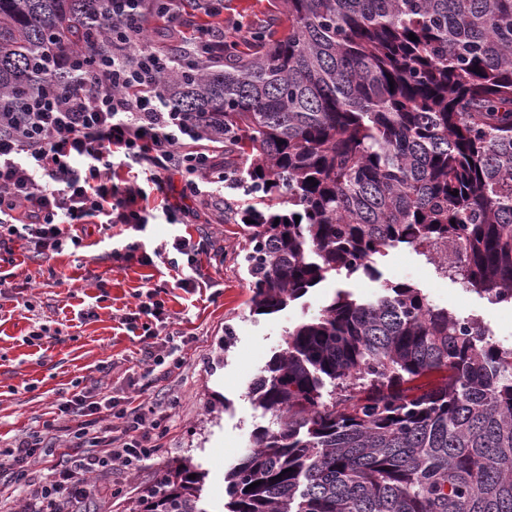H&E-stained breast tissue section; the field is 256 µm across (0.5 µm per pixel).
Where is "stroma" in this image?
<instances>
[{
    "label": "stroma",
    "mask_w": 512,
    "mask_h": 512,
    "mask_svg": "<svg viewBox=\"0 0 512 512\" xmlns=\"http://www.w3.org/2000/svg\"><path fill=\"white\" fill-rule=\"evenodd\" d=\"M225 22L255 17L269 20L271 30L287 28L276 0H224ZM205 16L185 5L178 38H170L160 18L149 23L150 43L161 53H174L179 38H192L206 24ZM180 176L165 193H151L150 204L169 200L175 209L193 215L187 230L213 244L200 268V292L176 288L165 260L149 266L115 261L113 247L131 242L153 251L171 240L175 228L158 219L137 232L117 224L83 237L82 248L36 257L13 244L11 260L0 261V447L23 431L41 429L58 404L70 398L75 385L99 381L123 386L134 402L174 390L179 397L168 412V434L159 452L135 471L113 470L100 475L96 489L81 505L83 512H128L131 501L157 484L169 461L188 457L206 474L200 494L204 512H227L224 474L250 451L251 433L273 424L251 398L250 388L283 344L288 329L317 315L340 289L368 301L388 284L409 283L428 302L459 317H478L500 345L512 347V307L488 299L442 276L426 257L402 245L378 258L379 277L336 275L310 289L299 301L274 315L253 314L250 278L241 258L245 246L235 211L243 206L241 191L214 185L204 197H183ZM159 288L170 313L166 332L193 337L184 350L185 363L165 381L130 387L139 371L142 343L122 323L138 302L143 286ZM52 331L41 344L27 341L39 327ZM232 328L235 344L224 346V330ZM123 493L113 497V487Z\"/></svg>",
    "instance_id": "1"
}]
</instances>
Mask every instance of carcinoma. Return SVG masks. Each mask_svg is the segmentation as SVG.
Segmentation results:
<instances>
[{"mask_svg": "<svg viewBox=\"0 0 512 512\" xmlns=\"http://www.w3.org/2000/svg\"><path fill=\"white\" fill-rule=\"evenodd\" d=\"M281 7L282 36L254 22L252 52L226 39L224 62L181 55L159 81L241 164L252 313L400 245L459 243L442 274L511 299L512 0ZM117 25L112 0H0V97L73 82L68 55L94 60ZM284 344L251 387L275 427L225 475L228 512H512V348L482 321L398 283L337 291ZM204 479L180 459L131 512H203Z\"/></svg>", "mask_w": 512, "mask_h": 512, "instance_id": "1", "label": "carcinoma"}]
</instances>
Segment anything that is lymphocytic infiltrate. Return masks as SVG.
I'll return each mask as SVG.
<instances>
[{"instance_id": "1", "label": "lymphocytic infiltrate", "mask_w": 512, "mask_h": 512, "mask_svg": "<svg viewBox=\"0 0 512 512\" xmlns=\"http://www.w3.org/2000/svg\"><path fill=\"white\" fill-rule=\"evenodd\" d=\"M159 1L170 26L179 27L183 0H113L122 26L97 68H82L75 53V82L40 85L17 106L0 100V246L21 241L40 255L68 244L78 248L82 237L66 235L65 225L101 220L141 232L155 217L148 187L164 192L177 174L183 195L198 197L204 185L224 182L217 154L204 145L198 126L161 101L157 76L169 58L144 42ZM123 167L131 174L121 180ZM207 251L204 240L187 232L153 254L130 243L113 248L112 257L168 260L177 287L192 293ZM167 320L163 302L154 298L124 316L131 329H142L145 361L163 379L181 370L190 342L153 330V323ZM164 405L161 399L132 403L121 390L82 387L58 405L55 419L0 449V474L21 484L27 512H75L98 475L137 469L158 451L166 434ZM59 430L66 437L60 462L48 476L33 478L32 463L54 448Z\"/></svg>"}]
</instances>
